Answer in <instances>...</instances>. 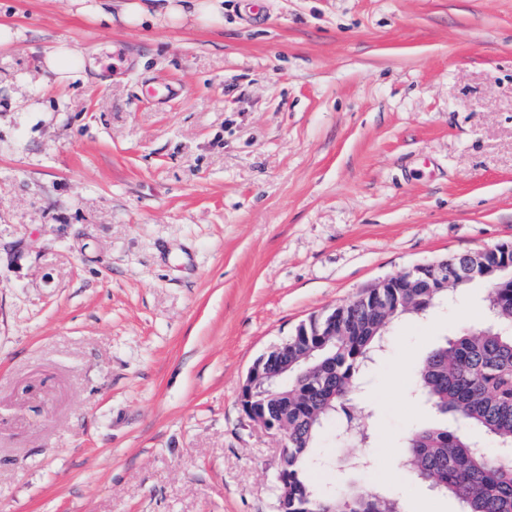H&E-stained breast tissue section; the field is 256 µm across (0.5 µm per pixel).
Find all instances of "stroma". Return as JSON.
I'll list each match as a JSON object with an SVG mask.
<instances>
[{
  "label": "stroma",
  "mask_w": 512,
  "mask_h": 512,
  "mask_svg": "<svg viewBox=\"0 0 512 512\" xmlns=\"http://www.w3.org/2000/svg\"><path fill=\"white\" fill-rule=\"evenodd\" d=\"M0 512H277L253 362L409 267L512 242V0H224V24L103 26L0 0ZM76 77L48 79L58 46ZM476 281L392 324L311 469L458 512L397 463Z\"/></svg>",
  "instance_id": "stroma-1"
}]
</instances>
